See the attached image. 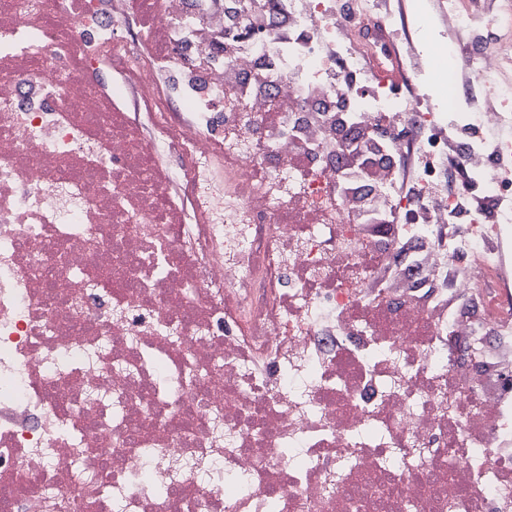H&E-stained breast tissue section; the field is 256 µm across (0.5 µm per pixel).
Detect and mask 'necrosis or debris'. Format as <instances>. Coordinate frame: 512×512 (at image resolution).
Returning <instances> with one entry per match:
<instances>
[{"label": "necrosis or debris", "instance_id": "obj_1", "mask_svg": "<svg viewBox=\"0 0 512 512\" xmlns=\"http://www.w3.org/2000/svg\"><path fill=\"white\" fill-rule=\"evenodd\" d=\"M243 2L108 17L0 0V512H512V289L486 245L512 237V140L481 137L512 112L493 84L512 16L447 0L474 36L462 55L424 0L379 18L368 0H271L277 44ZM402 25L408 96L358 62L389 64ZM379 122L422 160L413 197L347 161ZM473 127L449 180L448 135ZM476 191L491 211L464 208ZM365 194L403 210L435 271L465 262L479 304L447 310L391 233L365 234ZM216 455L247 489L199 481Z\"/></svg>", "mask_w": 512, "mask_h": 512}]
</instances>
